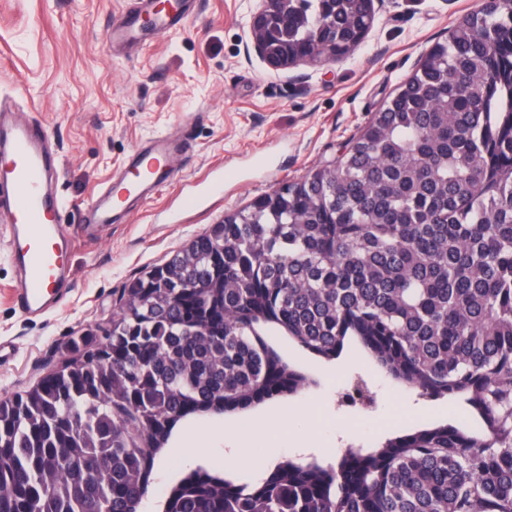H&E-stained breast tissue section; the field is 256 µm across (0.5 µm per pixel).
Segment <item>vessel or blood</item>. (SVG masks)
I'll use <instances>...</instances> for the list:
<instances>
[{"instance_id":"1","label":"vessel or blood","mask_w":512,"mask_h":512,"mask_svg":"<svg viewBox=\"0 0 512 512\" xmlns=\"http://www.w3.org/2000/svg\"><path fill=\"white\" fill-rule=\"evenodd\" d=\"M186 148L185 140L160 137L135 152L132 163L141 178L132 189L133 197L152 196L161 183L156 162ZM56 176L55 156L42 127L0 123V182L10 189L9 245L19 274L14 302L23 314L32 317L49 312L70 283L59 246L62 228L49 221L55 203L50 188Z\"/></svg>"}]
</instances>
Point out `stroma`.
Returning <instances> with one entry per match:
<instances>
[{
    "mask_svg": "<svg viewBox=\"0 0 512 512\" xmlns=\"http://www.w3.org/2000/svg\"><path fill=\"white\" fill-rule=\"evenodd\" d=\"M481 4L386 0L358 49L304 65L308 87L298 91L289 72L245 61L249 0H181L182 20L173 26L157 0H145L135 14L128 0H0V97L22 91L17 119L39 121L56 145L52 219L72 242L67 294L46 316L27 318L13 300L11 216L0 210V398L25 393L55 369L72 337L100 335L132 280L226 215L337 160L420 57ZM160 135L188 139L191 148L171 158L167 181L150 199L127 201L112 223L88 230L93 201L129 176L136 148ZM269 341L310 385L177 426L142 512H157L163 491L194 468L220 465L229 485H250L284 459L327 469L345 449L377 448L413 429L468 417L462 399L393 379L356 341L333 360L279 332ZM358 375L374 407L339 404ZM256 417L267 421L263 438L230 451Z\"/></svg>",
    "mask_w": 512,
    "mask_h": 512,
    "instance_id": "obj_1",
    "label": "stroma"
}]
</instances>
